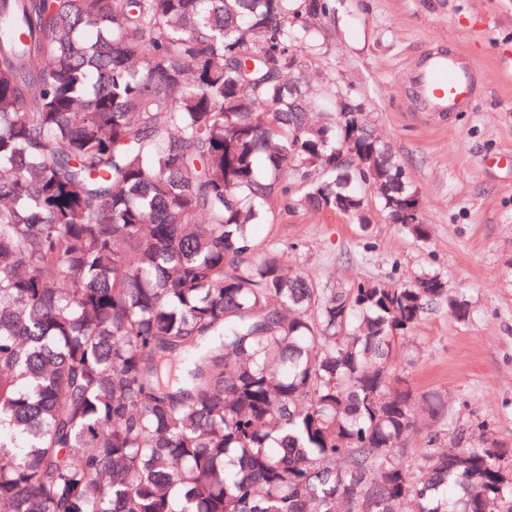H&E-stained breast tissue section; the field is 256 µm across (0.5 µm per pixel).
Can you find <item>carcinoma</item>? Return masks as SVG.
Returning <instances> with one entry per match:
<instances>
[{"label":"carcinoma","instance_id":"1","mask_svg":"<svg viewBox=\"0 0 512 512\" xmlns=\"http://www.w3.org/2000/svg\"><path fill=\"white\" fill-rule=\"evenodd\" d=\"M332 0H0L5 512H512L492 438L399 454L440 393L394 344L423 272L322 288L256 224L284 209L430 237L348 91L312 89Z\"/></svg>","mask_w":512,"mask_h":512}]
</instances>
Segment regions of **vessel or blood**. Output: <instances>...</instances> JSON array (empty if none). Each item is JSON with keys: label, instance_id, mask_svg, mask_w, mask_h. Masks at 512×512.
Returning <instances> with one entry per match:
<instances>
[{"label": "vessel or blood", "instance_id": "1", "mask_svg": "<svg viewBox=\"0 0 512 512\" xmlns=\"http://www.w3.org/2000/svg\"><path fill=\"white\" fill-rule=\"evenodd\" d=\"M415 84L427 104L442 111H456L472 98V69L462 56H433L416 75Z\"/></svg>", "mask_w": 512, "mask_h": 512}]
</instances>
